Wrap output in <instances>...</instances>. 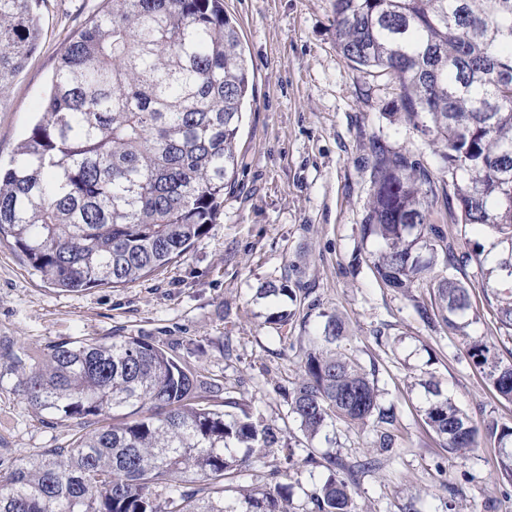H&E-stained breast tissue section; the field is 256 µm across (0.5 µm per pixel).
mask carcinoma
<instances>
[{
    "instance_id": "obj_1",
    "label": "carcinoma",
    "mask_w": 512,
    "mask_h": 512,
    "mask_svg": "<svg viewBox=\"0 0 512 512\" xmlns=\"http://www.w3.org/2000/svg\"><path fill=\"white\" fill-rule=\"evenodd\" d=\"M61 57L42 119L0 168V241L65 292L118 288L165 270L200 240L236 186L249 74L237 28L219 0H110ZM40 0H0V82L35 48ZM336 46L349 63L391 78L405 121L444 147L457 221L512 242V0H333ZM362 238L380 250L388 288L426 289L441 322L465 333L468 288L454 248L428 222L430 171L410 154L373 149ZM465 354L512 401V363L466 337ZM28 408L73 431L67 448L27 459L0 453V512H290L288 488L224 502V481L247 462L233 450L278 448L281 430L201 404L215 385L143 337L48 347L38 362L12 354ZM289 416L313 438L342 422L396 447V418L378 401L344 323L325 316L301 358ZM425 423L448 453L474 447L478 428L448 397ZM499 465L512 479V428L492 421ZM332 471L311 512H352V468ZM204 481L184 490L179 482ZM163 504H158V498Z\"/></svg>"
}]
</instances>
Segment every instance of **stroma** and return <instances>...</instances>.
<instances>
[{"instance_id":"1","label":"stroma","mask_w":512,"mask_h":512,"mask_svg":"<svg viewBox=\"0 0 512 512\" xmlns=\"http://www.w3.org/2000/svg\"><path fill=\"white\" fill-rule=\"evenodd\" d=\"M237 25L254 99L238 144L236 187L224 213L184 258L121 288L65 292L44 283L10 244H0V451L25 458L67 447V428L28 411L15 387L9 354L41 356L60 341L144 337L222 386L215 405L233 398L255 417L295 430L289 392L300 356L322 322L345 323L364 367L376 370L380 404L397 418L398 446L378 457L367 429L343 424L314 440L291 442L297 457L336 455L370 462L352 488L354 512H512V482L499 475L495 438L448 455L426 426L424 381L450 397L476 424L512 427V402L500 398L465 356L464 336L494 345L512 362V337L497 306L512 294L500 268L512 253L495 231L455 223L443 149L403 118L387 76L347 63L336 47L333 0H222ZM105 0H42L36 49L0 87V161H8L39 118L51 77L71 37ZM408 152L431 171L430 221L443 225L458 257L454 276L470 291L466 333L427 325L417 307L426 290L402 295L375 277L374 240L362 239L371 192L374 144ZM287 280L295 299L266 296ZM307 320L279 328L270 316L293 306ZM328 475L321 466H289L280 451L253 453L234 479L242 489L291 486L292 512H310V495Z\"/></svg>"}]
</instances>
